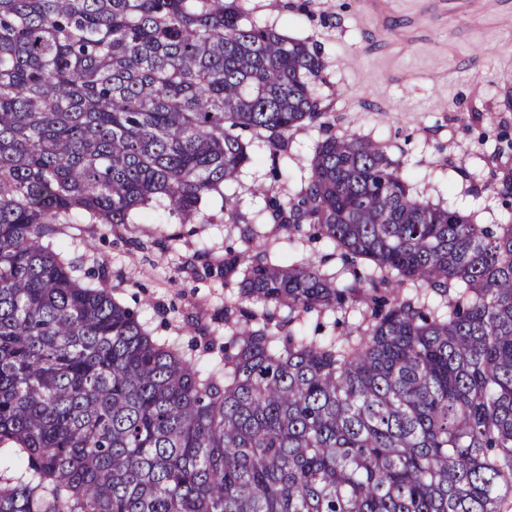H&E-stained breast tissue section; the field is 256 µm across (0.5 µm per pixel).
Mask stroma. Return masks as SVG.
I'll return each mask as SVG.
<instances>
[{
    "label": "stroma",
    "mask_w": 512,
    "mask_h": 512,
    "mask_svg": "<svg viewBox=\"0 0 512 512\" xmlns=\"http://www.w3.org/2000/svg\"><path fill=\"white\" fill-rule=\"evenodd\" d=\"M247 17L319 54L316 115L289 131L279 153L255 163L219 202L184 222L151 211L135 224H63L55 236L79 271H96L157 338L190 351L224 333L238 297L224 281L226 247L258 257L316 254L351 282L333 248L276 226L267 207L300 196L316 145L327 136L377 144L408 174L420 199L473 216L512 220V0H242Z\"/></svg>",
    "instance_id": "obj_1"
}]
</instances>
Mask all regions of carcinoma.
<instances>
[{
  "label": "carcinoma",
  "instance_id": "obj_1",
  "mask_svg": "<svg viewBox=\"0 0 512 512\" xmlns=\"http://www.w3.org/2000/svg\"><path fill=\"white\" fill-rule=\"evenodd\" d=\"M320 73L236 0H0V512H512L511 223L424 201L378 146L330 137L275 218L367 286L238 251L224 335L193 344L210 370L48 241L197 216L253 140L315 115ZM353 303L338 334L284 336L269 310Z\"/></svg>",
  "mask_w": 512,
  "mask_h": 512
}]
</instances>
